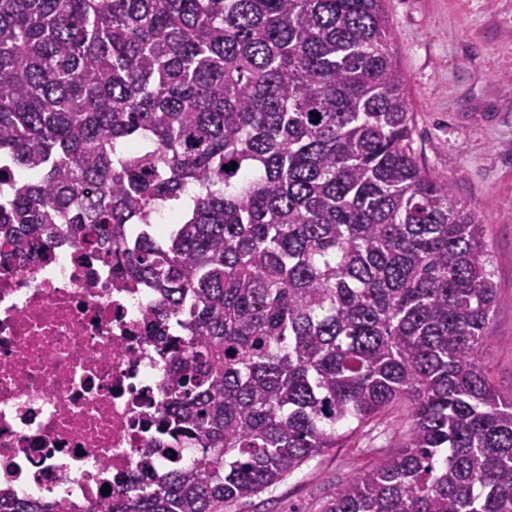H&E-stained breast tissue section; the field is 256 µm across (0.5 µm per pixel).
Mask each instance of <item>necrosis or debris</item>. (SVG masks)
Masks as SVG:
<instances>
[{
    "label": "necrosis or debris",
    "mask_w": 512,
    "mask_h": 512,
    "mask_svg": "<svg viewBox=\"0 0 512 512\" xmlns=\"http://www.w3.org/2000/svg\"><path fill=\"white\" fill-rule=\"evenodd\" d=\"M0 264V494L87 512L103 487L197 457L159 432L166 358L147 288H122L81 240Z\"/></svg>",
    "instance_id": "4bbe7bcc"
}]
</instances>
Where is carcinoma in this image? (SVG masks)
Returning <instances> with one entry per match:
<instances>
[{
	"mask_svg": "<svg viewBox=\"0 0 512 512\" xmlns=\"http://www.w3.org/2000/svg\"><path fill=\"white\" fill-rule=\"evenodd\" d=\"M413 131L384 0H0V255L77 236L181 331L196 461L89 512H231L395 404L323 512H512L492 257Z\"/></svg>",
	"mask_w": 512,
	"mask_h": 512,
	"instance_id": "1",
	"label": "carcinoma"
}]
</instances>
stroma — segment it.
Listing matches in <instances>:
<instances>
[{"mask_svg": "<svg viewBox=\"0 0 512 512\" xmlns=\"http://www.w3.org/2000/svg\"><path fill=\"white\" fill-rule=\"evenodd\" d=\"M390 47L415 112L414 147L475 211L494 261L498 302L487 363L512 388V0H386ZM408 409L397 405L340 447L304 464L232 512H323L329 495L397 449Z\"/></svg>", "mask_w": 512, "mask_h": 512, "instance_id": "stroma-1", "label": "stroma"}]
</instances>
